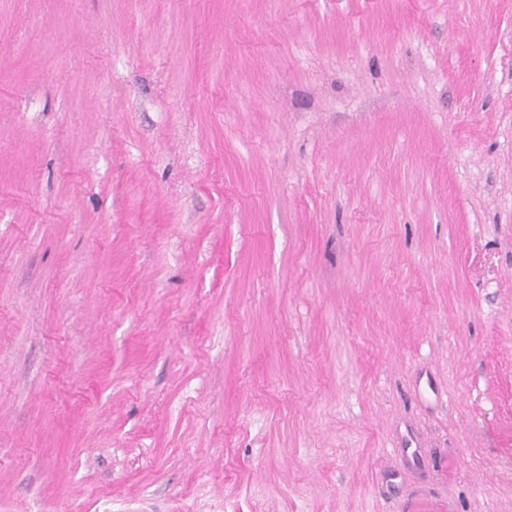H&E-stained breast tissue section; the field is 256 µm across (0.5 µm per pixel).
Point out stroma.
Here are the masks:
<instances>
[{
    "mask_svg": "<svg viewBox=\"0 0 512 512\" xmlns=\"http://www.w3.org/2000/svg\"><path fill=\"white\" fill-rule=\"evenodd\" d=\"M0 512H512V0H0Z\"/></svg>",
    "mask_w": 512,
    "mask_h": 512,
    "instance_id": "35a3bbf8",
    "label": "stroma"
}]
</instances>
